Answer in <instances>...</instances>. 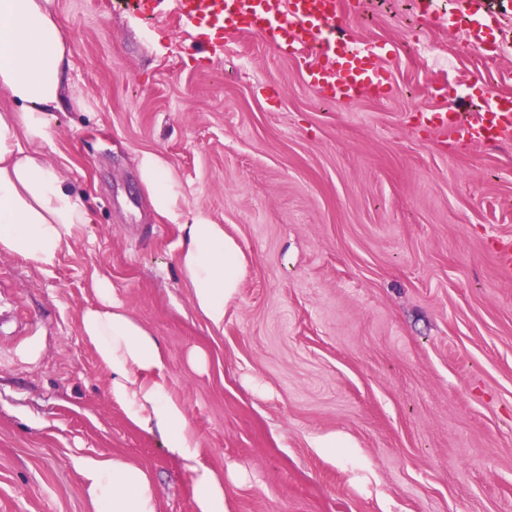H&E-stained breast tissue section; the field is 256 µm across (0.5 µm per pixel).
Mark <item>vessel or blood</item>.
Returning <instances> with one entry per match:
<instances>
[{
  "mask_svg": "<svg viewBox=\"0 0 512 512\" xmlns=\"http://www.w3.org/2000/svg\"><path fill=\"white\" fill-rule=\"evenodd\" d=\"M139 10L170 7L184 25L213 40L227 30L259 36L282 55L303 62L309 86L325 100L351 102L364 95L389 99L395 86L382 61L391 45L360 44L339 21L340 0H137ZM469 46L497 54L512 40V0H460ZM426 121L447 141L486 144L512 138V95L492 99L478 117L464 123L457 111L427 114ZM501 280L512 281V239L493 253Z\"/></svg>",
  "mask_w": 512,
  "mask_h": 512,
  "instance_id": "obj_1",
  "label": "vessel or blood"
}]
</instances>
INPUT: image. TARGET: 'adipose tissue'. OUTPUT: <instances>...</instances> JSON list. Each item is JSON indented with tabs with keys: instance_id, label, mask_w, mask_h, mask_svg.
Listing matches in <instances>:
<instances>
[{
	"instance_id": "adipose-tissue-1",
	"label": "adipose tissue",
	"mask_w": 512,
	"mask_h": 512,
	"mask_svg": "<svg viewBox=\"0 0 512 512\" xmlns=\"http://www.w3.org/2000/svg\"><path fill=\"white\" fill-rule=\"evenodd\" d=\"M72 48L53 0H0V254L30 260L44 271L60 261L93 218L83 194L38 147L53 143L56 112L67 103ZM141 179L155 212L181 225V264L196 309L222 327L241 286V250L224 227L204 214L182 219L178 189L158 156L139 157ZM95 306L80 316V332L109 377L108 397L138 427L159 433L188 473L195 512H228L224 476L201 460L185 406L164 379L167 351L115 297L112 281L93 280ZM79 471L94 512H157L153 483L142 469L116 458L86 457Z\"/></svg>"
}]
</instances>
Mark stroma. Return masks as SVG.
<instances>
[{
    "mask_svg": "<svg viewBox=\"0 0 512 512\" xmlns=\"http://www.w3.org/2000/svg\"><path fill=\"white\" fill-rule=\"evenodd\" d=\"M55 4L74 101L54 147L94 221L51 271L0 254V512H94L89 456L145 470L157 512H194L181 463L110 402L80 334L97 273L164 343L229 512H512V283L491 255L512 237V140L451 146L421 119L442 106L434 83L469 120L512 93V43L486 61L414 0H359L340 19L399 45L398 93L346 105L257 36ZM144 152L170 166L184 218L242 250L221 328L193 305Z\"/></svg>",
    "mask_w": 512,
    "mask_h": 512,
    "instance_id": "1",
    "label": "stroma"
}]
</instances>
